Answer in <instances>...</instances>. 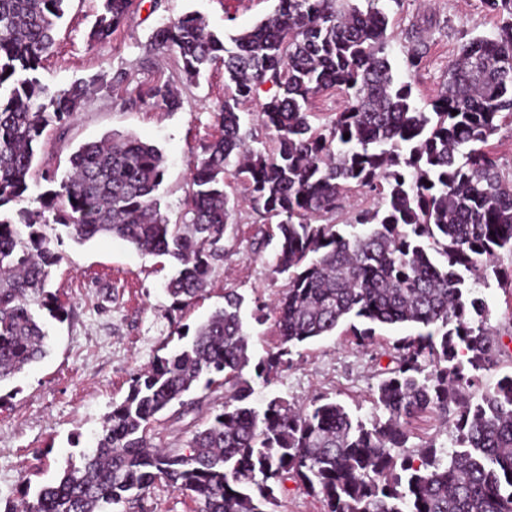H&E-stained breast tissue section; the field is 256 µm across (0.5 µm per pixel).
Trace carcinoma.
Segmentation results:
<instances>
[{"label":"carcinoma","instance_id":"obj_1","mask_svg":"<svg viewBox=\"0 0 512 512\" xmlns=\"http://www.w3.org/2000/svg\"><path fill=\"white\" fill-rule=\"evenodd\" d=\"M65 2L0 0V383L46 353L36 310L62 315L47 290L61 260L44 232L50 222L78 243L116 237L167 258V319L192 339L132 379L92 453L41 488L26 512H109L136 505L158 481L190 495L196 512H275L290 480L321 497L325 512H512V374L473 404L474 377L465 372L496 364L503 351L476 288L500 278V251L512 255V175L486 150L498 121L512 119V0H485L503 22L461 46L429 112L410 84L394 80L382 0H363L364 8L278 0L230 47L197 14L159 27L154 48L177 57L187 82L222 64L231 89L218 115L223 134L192 162L186 224L161 212L154 191L164 156L135 136L80 145L60 180L37 169L46 129L73 122L88 94L81 82L53 90L38 77ZM133 4L103 0L88 46L104 45ZM267 83L277 88L260 108L276 132L272 152L249 144L239 112ZM329 90L347 106L315 127L310 102ZM146 95L180 104L167 82ZM234 158L251 201L275 221L273 272L288 279L276 306L280 348L257 362L256 378L269 382L293 348L350 318L368 324L350 326L361 351L374 345L375 327L413 325L418 332L397 340L374 391L385 420L368 428L324 396L308 408L278 397L252 406L253 379L243 377L250 334L244 298L233 291L194 332H181L174 312L202 296L224 259L233 211L224 172ZM40 179L55 188L38 207L5 210ZM361 190L377 203L347 222L353 232L325 223ZM201 381L224 389V409L192 432L185 452L155 443L159 415L202 407L203 398H186ZM427 411L451 428L452 444L407 445V424Z\"/></svg>","mask_w":512,"mask_h":512}]
</instances>
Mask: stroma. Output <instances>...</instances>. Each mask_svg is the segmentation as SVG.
<instances>
[{"instance_id": "stroma-1", "label": "stroma", "mask_w": 512, "mask_h": 512, "mask_svg": "<svg viewBox=\"0 0 512 512\" xmlns=\"http://www.w3.org/2000/svg\"><path fill=\"white\" fill-rule=\"evenodd\" d=\"M278 0H136L130 20L110 42L89 48L87 34L101 0H68L56 44L41 71L54 88L82 80L95 85L82 110L66 130L47 128L42 153L51 163L67 165L77 147L110 133L133 135L158 147L165 157V175L157 194L161 210L173 224L184 221V199L190 189V161L203 144L218 138L217 115L226 93L224 70H206L198 84L183 80L172 55L152 49L154 31L170 21L196 13L209 30L228 37L251 29L272 13ZM388 30L394 41L390 61L397 81L409 83L420 107L448 80V67L463 43L494 32L499 14L483 0H385ZM419 32L427 54L419 68L406 64L412 32ZM124 72L128 82L116 83ZM158 81L177 88L180 105L169 109L140 100V91ZM225 190L235 202L234 223L224 242V260L216 265L203 297L185 306L182 324L196 327L224 304L233 290L244 299V325L251 335L250 353L259 360L279 349L275 315L258 324L252 319L256 303L273 304L287 288L285 276L275 274V247L259 244L267 223L248 200L245 186L226 175ZM45 232L62 261L53 266L48 285L63 307L62 320L47 311L38 317L49 330V351L11 381L0 384V512L33 500L43 486L54 483L69 464L90 453L113 404L127 396L134 374L156 357L170 355L181 342L171 336L164 313L172 304L164 289L172 275L161 257L141 253L126 242L100 237L80 245L64 227L49 224ZM488 303L491 324L503 336L508 351L498 367L479 372L476 393L493 390L504 374L512 373V326L503 314L512 309V293L497 284L480 288ZM409 325L376 330L374 354L356 350L345 328L294 348L291 364L270 383L252 377L251 403L264 408L275 397L295 407L308 406L325 395L343 404L364 423L381 411L372 393L393 343L412 335ZM223 392L206 399L202 412L165 420L156 438L162 447L178 451L196 424L222 409ZM192 498L159 483L142 496L136 512H194Z\"/></svg>"}]
</instances>
